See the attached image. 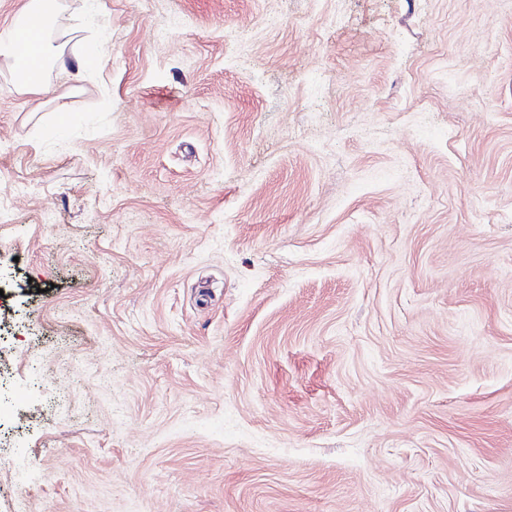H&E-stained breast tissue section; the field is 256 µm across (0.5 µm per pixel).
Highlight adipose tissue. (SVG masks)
<instances>
[{"mask_svg":"<svg viewBox=\"0 0 512 512\" xmlns=\"http://www.w3.org/2000/svg\"><path fill=\"white\" fill-rule=\"evenodd\" d=\"M60 0H28L18 20L39 33V65L32 71H22L16 76L21 92L35 95L52 94L55 114H68L65 95H53L51 75L70 76L72 71H85L86 63L81 58H67L65 45L57 32V20L61 11Z\"/></svg>","mask_w":512,"mask_h":512,"instance_id":"obj_1","label":"adipose tissue"}]
</instances>
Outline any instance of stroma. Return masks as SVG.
Masks as SVG:
<instances>
[{
    "instance_id": "35a3bbf8",
    "label": "stroma",
    "mask_w": 512,
    "mask_h": 512,
    "mask_svg": "<svg viewBox=\"0 0 512 512\" xmlns=\"http://www.w3.org/2000/svg\"><path fill=\"white\" fill-rule=\"evenodd\" d=\"M64 2L68 120L0 72V512H512V0Z\"/></svg>"
}]
</instances>
